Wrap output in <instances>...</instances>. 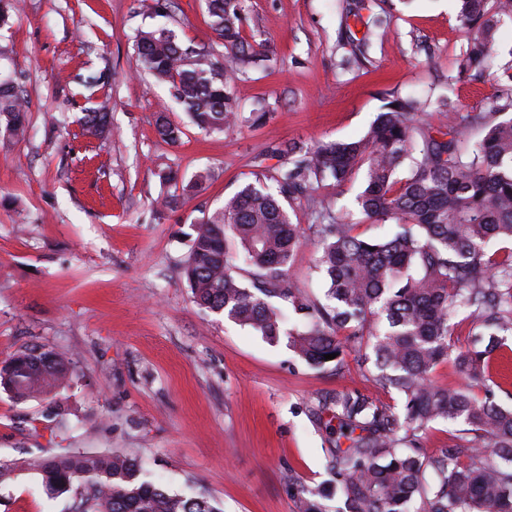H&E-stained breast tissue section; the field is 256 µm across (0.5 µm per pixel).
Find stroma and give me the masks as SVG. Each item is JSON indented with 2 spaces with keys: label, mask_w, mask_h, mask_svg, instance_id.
Returning a JSON list of instances; mask_svg holds the SVG:
<instances>
[{
  "label": "stroma",
  "mask_w": 512,
  "mask_h": 512,
  "mask_svg": "<svg viewBox=\"0 0 512 512\" xmlns=\"http://www.w3.org/2000/svg\"><path fill=\"white\" fill-rule=\"evenodd\" d=\"M23 0L0 27V75L27 102L29 128L0 130V361L41 344L72 361L59 398L71 426L57 428L46 401L0 392V462L69 448L137 455L171 492L202 494L224 512H297L299 485L326 479L332 445L326 392L356 390L385 404L400 396L368 381L353 353L341 370L314 369L287 340L271 344L252 329L193 303L181 269L193 226L278 160L279 143L361 138L396 97H450L481 112L499 86L458 77L468 33L458 0H248L243 34L263 45L268 70L238 79L242 112L271 115L231 135L190 126L165 84L138 66V29L164 25L178 41L220 49L204 0ZM390 22L387 35L375 18ZM105 73L108 84L84 99L78 76ZM106 107L111 132L82 133L85 108ZM183 125L179 143L160 139L158 112ZM203 188L172 210L155 201L169 190L167 169ZM360 181L326 182L315 195L349 213L358 233L382 237L394 222L359 212ZM316 242L306 238L291 276L320 298ZM442 387L492 388L512 405V362L492 360L468 383L451 363L437 366ZM40 479L0 488V512H70Z\"/></svg>",
  "instance_id": "obj_1"
}]
</instances>
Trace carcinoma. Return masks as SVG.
I'll use <instances>...</instances> for the list:
<instances>
[{"label":"carcinoma","mask_w":512,"mask_h":512,"mask_svg":"<svg viewBox=\"0 0 512 512\" xmlns=\"http://www.w3.org/2000/svg\"><path fill=\"white\" fill-rule=\"evenodd\" d=\"M246 0H206L209 23L225 53L180 43L166 27L140 30L142 68L169 86L192 125L206 132L238 128L233 83L270 67L271 57L242 34ZM458 21L471 31L460 70L507 79L485 112L457 111L449 98L430 103L442 121H417L425 103L395 98L358 140L285 142L272 149L281 163L254 174L195 225L182 274L193 301L222 313L309 366L343 365L345 346L370 379L395 391L400 410L355 391L327 393L319 410L336 419V443L325 449L331 479L296 489L298 512H512V408L488 391L435 385L432 374L451 362L472 379L512 337V73L498 72L492 47L507 0H460ZM26 105L17 86L0 83V124L14 137L26 131ZM83 129L109 131V114L88 110ZM170 143L183 129L159 116ZM409 162L406 177L397 176ZM362 176L356 197L365 218L392 221V236L363 238L356 224L322 209L317 223L292 222L285 204L331 179L342 186ZM205 179L161 200L173 210ZM312 230L317 266L328 283L326 303L291 280L294 254ZM510 247L491 252L492 243ZM243 265H238L236 259ZM302 317L283 331L279 304ZM471 323L468 346L453 339L456 319ZM333 354L332 360L325 355ZM69 358L43 345L26 346L0 366V391L17 400L55 397L72 377ZM456 424L455 444L427 456L421 439L432 424ZM349 441L342 447L341 439ZM20 472L37 475L46 492L66 496L75 512H220L202 495L174 494L150 479L136 457L65 453L0 463V486Z\"/></svg>","instance_id":"cac0c4a2"}]
</instances>
